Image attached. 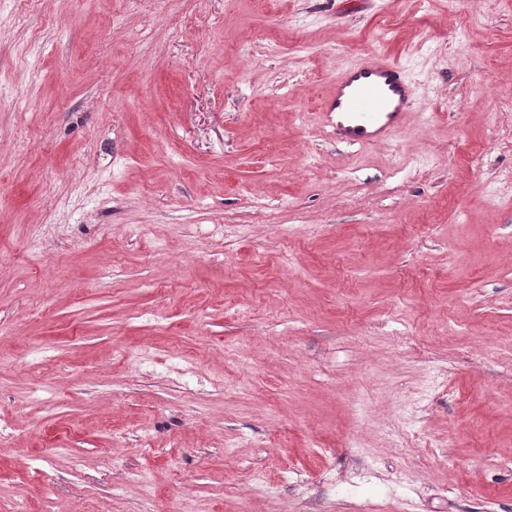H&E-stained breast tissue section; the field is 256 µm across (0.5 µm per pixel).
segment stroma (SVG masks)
Here are the masks:
<instances>
[{
	"label": "stroma",
	"mask_w": 512,
	"mask_h": 512,
	"mask_svg": "<svg viewBox=\"0 0 512 512\" xmlns=\"http://www.w3.org/2000/svg\"><path fill=\"white\" fill-rule=\"evenodd\" d=\"M0 423V512H512V0H0ZM412 96L402 66L373 53L336 75L323 102V122L346 146L391 140L406 122Z\"/></svg>",
	"instance_id": "35a3bbf8"
}]
</instances>
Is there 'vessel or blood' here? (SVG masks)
<instances>
[{
	"label": "vessel or blood",
	"mask_w": 512,
	"mask_h": 512,
	"mask_svg": "<svg viewBox=\"0 0 512 512\" xmlns=\"http://www.w3.org/2000/svg\"><path fill=\"white\" fill-rule=\"evenodd\" d=\"M412 96L402 66L374 53L337 74L323 102V122L346 146L389 140L404 126Z\"/></svg>",
	"instance_id": "1"
}]
</instances>
